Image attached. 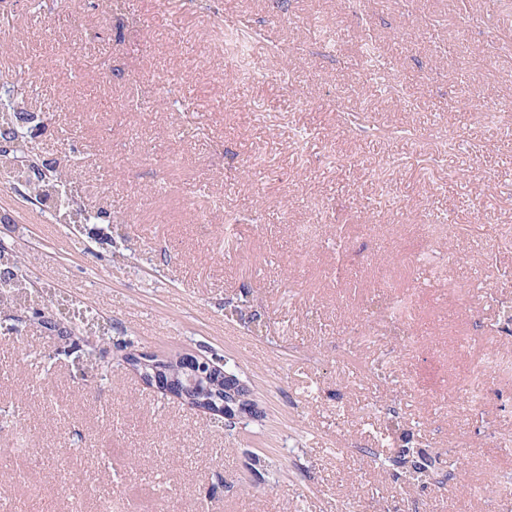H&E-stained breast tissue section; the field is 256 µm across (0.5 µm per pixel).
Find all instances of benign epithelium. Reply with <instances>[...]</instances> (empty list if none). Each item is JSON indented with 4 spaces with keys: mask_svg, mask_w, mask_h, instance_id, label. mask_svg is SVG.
Instances as JSON below:
<instances>
[{
    "mask_svg": "<svg viewBox=\"0 0 512 512\" xmlns=\"http://www.w3.org/2000/svg\"><path fill=\"white\" fill-rule=\"evenodd\" d=\"M127 361L148 384L199 409L221 415L230 425L259 422L264 417L263 409L239 374L212 359L187 354L162 360L136 352L129 354Z\"/></svg>",
    "mask_w": 512,
    "mask_h": 512,
    "instance_id": "obj_1",
    "label": "benign epithelium"
}]
</instances>
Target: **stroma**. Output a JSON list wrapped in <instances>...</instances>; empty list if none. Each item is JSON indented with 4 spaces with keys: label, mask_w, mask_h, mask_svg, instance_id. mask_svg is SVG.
Listing matches in <instances>:
<instances>
[{
    "label": "stroma",
    "mask_w": 512,
    "mask_h": 512,
    "mask_svg": "<svg viewBox=\"0 0 512 512\" xmlns=\"http://www.w3.org/2000/svg\"><path fill=\"white\" fill-rule=\"evenodd\" d=\"M60 0L0 9V72L72 127L70 180L108 223L52 224L0 166V239L41 294L0 309L10 512H507L512 505V10L498 0ZM248 24V77L219 28ZM372 36L391 64H367ZM107 64L112 81L97 82ZM177 84L187 111L162 104ZM282 180L267 177L270 170ZM405 297L403 335L364 346ZM107 333L77 365L33 311ZM245 305L244 316L229 310ZM238 367L264 411L227 427L144 383L130 352ZM399 429H392V419ZM439 483L395 479L404 443Z\"/></svg>",
    "instance_id": "1"
}]
</instances>
